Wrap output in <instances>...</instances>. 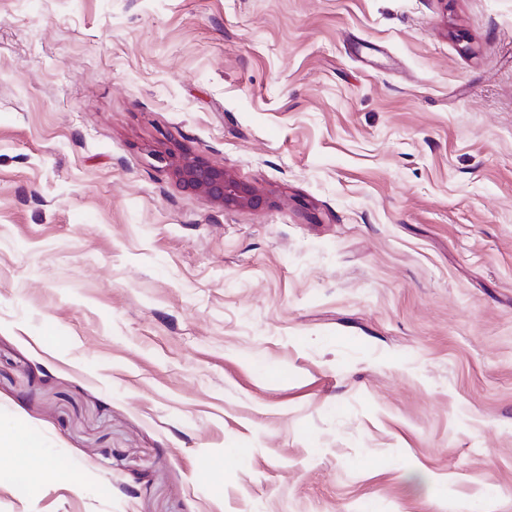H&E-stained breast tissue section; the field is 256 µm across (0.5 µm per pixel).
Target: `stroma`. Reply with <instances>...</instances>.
Returning a JSON list of instances; mask_svg holds the SVG:
<instances>
[{"label": "stroma", "instance_id": "1", "mask_svg": "<svg viewBox=\"0 0 512 512\" xmlns=\"http://www.w3.org/2000/svg\"><path fill=\"white\" fill-rule=\"evenodd\" d=\"M1 425L0 512H512V0H0ZM160 162L171 167L184 187L199 190L223 210L258 208L263 195L254 186L238 179L224 167L211 165L203 158L176 150L160 151ZM0 447L10 448L7 455L0 453V482L9 481L33 490L48 476L43 452L36 449L23 428L1 427Z\"/></svg>", "mask_w": 512, "mask_h": 512}]
</instances>
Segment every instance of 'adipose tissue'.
Instances as JSON below:
<instances>
[{
  "label": "adipose tissue",
  "mask_w": 512,
  "mask_h": 512,
  "mask_svg": "<svg viewBox=\"0 0 512 512\" xmlns=\"http://www.w3.org/2000/svg\"><path fill=\"white\" fill-rule=\"evenodd\" d=\"M42 452L28 438L24 429L0 428V481H9L36 489L47 477Z\"/></svg>",
  "instance_id": "ef3b65f1"
}]
</instances>
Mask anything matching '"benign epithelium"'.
I'll list each match as a JSON object with an SVG mask.
<instances>
[{
    "label": "benign epithelium",
    "instance_id": "obj_1",
    "mask_svg": "<svg viewBox=\"0 0 512 512\" xmlns=\"http://www.w3.org/2000/svg\"><path fill=\"white\" fill-rule=\"evenodd\" d=\"M158 160L171 167L179 183L203 192L224 210L255 209L264 202L263 195L254 186L197 155L168 149L160 152Z\"/></svg>",
    "mask_w": 512,
    "mask_h": 512
}]
</instances>
